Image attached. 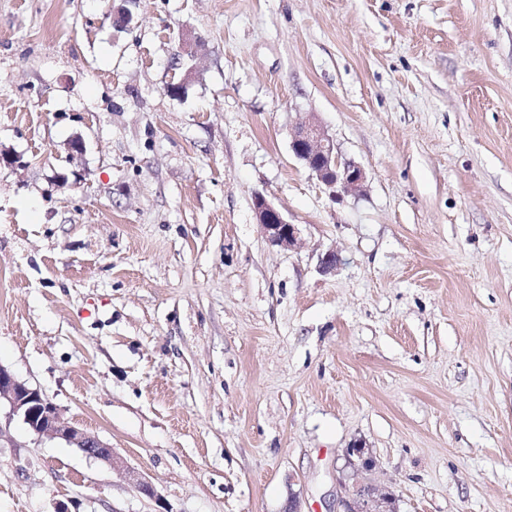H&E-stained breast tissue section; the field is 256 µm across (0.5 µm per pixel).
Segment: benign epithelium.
<instances>
[{
  "instance_id": "obj_1",
  "label": "benign epithelium",
  "mask_w": 512,
  "mask_h": 512,
  "mask_svg": "<svg viewBox=\"0 0 512 512\" xmlns=\"http://www.w3.org/2000/svg\"><path fill=\"white\" fill-rule=\"evenodd\" d=\"M291 149L309 171L334 196L358 195L367 179L365 170L339 155L336 144L324 128L313 118L299 123L291 130ZM253 211L269 242L281 248L292 249L298 244L299 231L265 195L253 197ZM10 406L12 415L20 418L27 428L39 437L63 440L86 456L127 471L138 490L165 506L154 484L144 475L131 470L113 448L97 436L67 421L42 393L19 380L7 367L0 364V401ZM375 461L369 450L355 444L346 450L344 469L346 479L339 481L338 504L340 512H396L392 492L382 490L365 478Z\"/></svg>"
}]
</instances>
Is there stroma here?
<instances>
[{
	"instance_id": "1",
	"label": "stroma",
	"mask_w": 512,
	"mask_h": 512,
	"mask_svg": "<svg viewBox=\"0 0 512 512\" xmlns=\"http://www.w3.org/2000/svg\"><path fill=\"white\" fill-rule=\"evenodd\" d=\"M113 5L0 0V364L162 499L4 404L0 512H336L356 443L398 512H512V0ZM291 149L334 196L359 195L367 179L365 170L339 155L336 144L313 118L291 130ZM253 211L257 224L275 246L292 249L298 244L299 231L265 195L256 193L253 197Z\"/></svg>"
}]
</instances>
